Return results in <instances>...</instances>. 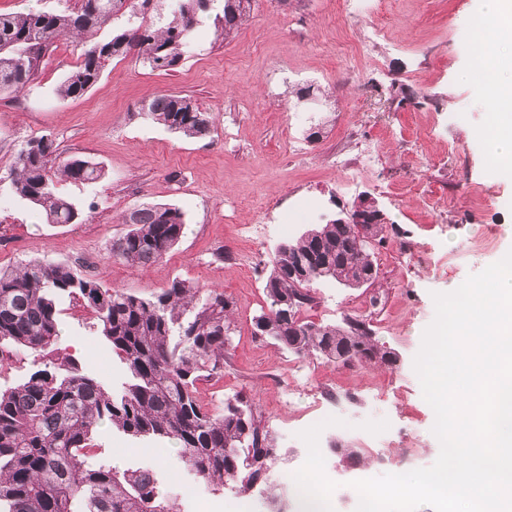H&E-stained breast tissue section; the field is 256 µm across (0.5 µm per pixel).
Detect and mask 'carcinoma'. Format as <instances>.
Here are the masks:
<instances>
[{
    "mask_svg": "<svg viewBox=\"0 0 512 512\" xmlns=\"http://www.w3.org/2000/svg\"><path fill=\"white\" fill-rule=\"evenodd\" d=\"M53 10L30 8L0 14V93H22L39 77L45 58L64 37L90 38L119 15L127 25L81 53V61L55 87L61 99L86 94L112 60L135 50L153 71L173 72L196 50L193 31L215 0H164L157 21L143 16L153 0H70ZM247 13L243 0H223L216 17L221 34L234 38ZM144 116L167 130L201 137L214 127L211 113L186 96L164 94L142 106ZM104 175L96 163L64 158L42 135L25 142L7 175L12 195L30 205L47 224H77L83 213L59 183L92 186ZM128 230L112 240V259L148 269L165 258L182 236L184 213L167 203H144L123 215ZM395 226L334 220L318 224L282 245L265 280L268 309L253 318V336L296 355L339 361L352 349L356 361L392 367L396 353L342 324L317 325L295 314L314 303L309 285L334 281L345 287L372 269L376 250ZM322 258L308 280L293 274L301 260ZM78 298L94 315L100 332L124 364L127 380L108 392L57 347L62 334L58 305ZM235 302L216 290L174 278L150 298L105 288L67 263L34 259L0 270V356L30 351L35 369L19 384L0 389V512H181L163 491L150 466L119 470L100 464L93 443L108 424L130 439L169 442L184 462L216 489L239 495L252 491L261 471L285 455L253 400L240 393L210 409L197 397V384L224 372L233 346Z\"/></svg>",
    "mask_w": 512,
    "mask_h": 512,
    "instance_id": "cac0c4a2",
    "label": "carcinoma"
}]
</instances>
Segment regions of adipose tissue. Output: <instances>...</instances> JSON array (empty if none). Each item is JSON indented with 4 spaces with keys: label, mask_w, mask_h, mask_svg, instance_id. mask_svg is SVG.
Segmentation results:
<instances>
[{
    "label": "adipose tissue",
    "mask_w": 512,
    "mask_h": 512,
    "mask_svg": "<svg viewBox=\"0 0 512 512\" xmlns=\"http://www.w3.org/2000/svg\"><path fill=\"white\" fill-rule=\"evenodd\" d=\"M505 70L512 72V54L501 56L483 51L470 67L471 73L486 71L492 75L491 82L487 84V106L495 127L492 137L494 171L512 177V80L506 82L501 79L500 74Z\"/></svg>",
    "instance_id": "ef3b65f1"
}]
</instances>
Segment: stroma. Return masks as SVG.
Masks as SVG:
<instances>
[{
  "instance_id": "1",
  "label": "stroma",
  "mask_w": 512,
  "mask_h": 512,
  "mask_svg": "<svg viewBox=\"0 0 512 512\" xmlns=\"http://www.w3.org/2000/svg\"><path fill=\"white\" fill-rule=\"evenodd\" d=\"M479 18L478 0H253L229 41L207 13L195 30L196 53L175 72L151 70L131 54L110 62L84 96L66 100L53 91L83 46L60 42L29 91L0 93V175L40 135L62 156L99 163L104 175L91 187L63 186L88 211L83 224L42 223L1 186L0 268L34 258L77 267L89 257L106 287L143 297L176 277L224 292L237 306L233 347L223 378L200 382L198 396L212 409L239 392L254 398L289 452L271 476L280 485L299 463V433L320 413L315 395L330 381L352 402L322 430V442H340L359 459L327 454L329 481L374 477L375 450L400 474L431 466L440 443L413 359L435 316L432 295L457 289L512 250V179L490 169L488 147L475 137L489 120L482 82L462 76L487 43L475 31ZM307 83L318 101L302 105L295 91ZM161 94L189 96L212 113L213 131L186 138L149 122L140 106ZM314 125L324 136L311 143ZM340 153L356 160L354 172L337 168ZM366 193L396 228L376 254L377 285L313 283L315 301L303 315L318 324L367 318L399 364L330 363L255 339L252 318L268 304L264 281L276 249ZM144 202L175 205L185 229L162 262L142 271L112 260L110 247L127 230L123 213ZM262 209L264 235L245 240L240 225ZM219 252L229 261L216 260ZM245 253L248 272L240 269ZM60 308L59 348L104 387L120 383L124 366L94 316L77 299ZM375 416L378 440L367 433ZM94 438L113 467L152 466L170 490L188 479L172 444L135 442L106 424Z\"/></svg>"
}]
</instances>
